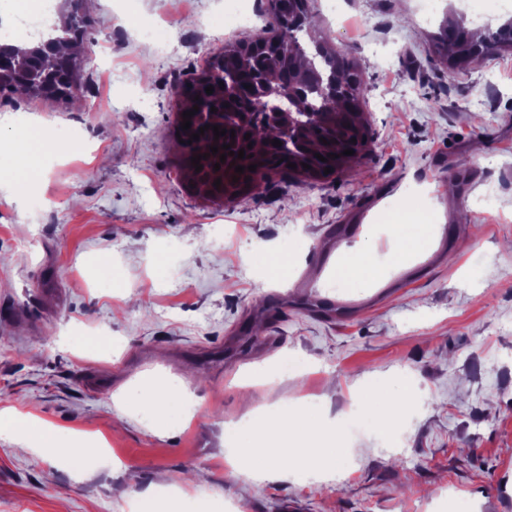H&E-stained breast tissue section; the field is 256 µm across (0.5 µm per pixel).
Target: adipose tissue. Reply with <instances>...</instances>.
Returning <instances> with one entry per match:
<instances>
[{"instance_id": "obj_1", "label": "adipose tissue", "mask_w": 512, "mask_h": 512, "mask_svg": "<svg viewBox=\"0 0 512 512\" xmlns=\"http://www.w3.org/2000/svg\"><path fill=\"white\" fill-rule=\"evenodd\" d=\"M56 138L40 124H31L25 136L13 138L9 151L11 169L28 179L39 178L38 158L57 151ZM399 247L386 260L378 261L371 245L361 243L354 250L337 249L336 280L352 288H365L385 277L387 269L410 268L415 258L432 241L426 222L399 225ZM129 402L148 415L157 427L168 426L183 418L180 400L169 386L142 378ZM414 400L411 389L389 388L374 383L358 398L359 421L369 432L391 435L401 412ZM0 433L17 437L30 453H47L73 465L77 448L74 437L58 429L42 426L32 415L12 411L0 412ZM344 429H337L330 443L322 441V423L317 412H299L296 405L283 402L251 415L248 421L225 427L224 440L229 445L226 458L231 476L253 477L287 462L323 475L338 474L340 463L349 451L343 446Z\"/></svg>"}]
</instances>
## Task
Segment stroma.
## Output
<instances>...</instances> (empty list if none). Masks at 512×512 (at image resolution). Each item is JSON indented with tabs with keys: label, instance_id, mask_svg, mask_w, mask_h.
Segmentation results:
<instances>
[{
	"label": "stroma",
	"instance_id": "obj_1",
	"mask_svg": "<svg viewBox=\"0 0 512 512\" xmlns=\"http://www.w3.org/2000/svg\"><path fill=\"white\" fill-rule=\"evenodd\" d=\"M311 0L319 34L363 70L366 154L330 177L273 176L269 193L208 200L180 176L175 89L244 40L224 0H88L80 96L0 99V138L37 116L64 143L40 186L0 201V410L105 439L112 467L83 478L0 435V512H134L204 471L232 512H512V50L455 72L417 0ZM157 26L147 40L130 16ZM415 204L435 240L386 286L334 285L330 259L371 227L378 256ZM288 252L286 276L264 258ZM279 299L250 344L241 325ZM105 338L93 351L81 343ZM300 374L249 382L282 351ZM152 374L193 396L164 430L123 394ZM375 381L423 400L393 443L358 429L335 478L231 479L224 427L288 399L341 419Z\"/></svg>",
	"mask_w": 512,
	"mask_h": 512
}]
</instances>
